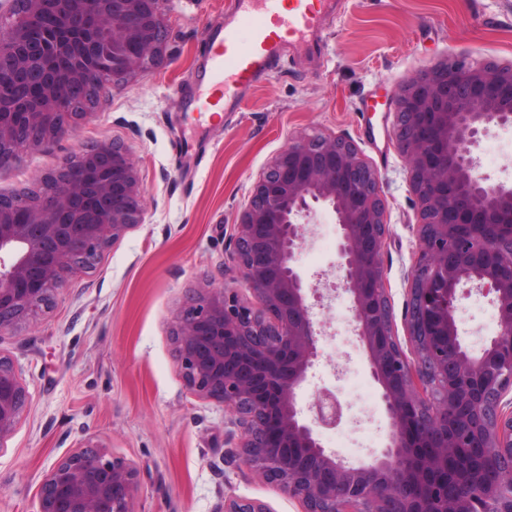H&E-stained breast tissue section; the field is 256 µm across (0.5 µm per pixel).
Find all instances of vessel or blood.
<instances>
[{
	"label": "vessel or blood",
	"mask_w": 512,
	"mask_h": 512,
	"mask_svg": "<svg viewBox=\"0 0 512 512\" xmlns=\"http://www.w3.org/2000/svg\"><path fill=\"white\" fill-rule=\"evenodd\" d=\"M333 0H235L222 27L207 34L209 82L224 99L225 110L238 107L258 83L282 65L291 45L307 41L334 10ZM248 19V41L239 37Z\"/></svg>",
	"instance_id": "b4317fda"
}]
</instances>
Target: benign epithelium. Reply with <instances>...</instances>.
I'll return each instance as SVG.
<instances>
[{
	"instance_id": "1",
	"label": "benign epithelium",
	"mask_w": 512,
	"mask_h": 512,
	"mask_svg": "<svg viewBox=\"0 0 512 512\" xmlns=\"http://www.w3.org/2000/svg\"><path fill=\"white\" fill-rule=\"evenodd\" d=\"M0 26V170L61 139L89 115L100 56L132 79L163 60L161 0H9ZM60 26L36 35L45 17ZM18 84L38 94L19 102ZM395 140L419 210L420 250L405 319L414 381L392 330L381 261L386 211L379 176L340 136L301 138L253 186L231 259L257 305L233 288H205L173 316L171 336L187 390L243 428L242 461L302 502L304 512H512V186L477 173L473 148L492 125H512V64H438L395 98ZM43 193L17 208L0 193V335L38 316L77 271L145 221L135 159L101 140L40 177ZM322 205L339 226L337 279L349 295L391 425L387 448L354 466L318 442L344 416L336 394L298 395L318 336L295 265L303 225ZM476 288L492 296L500 332L473 353L456 310ZM28 399L21 373L0 356V447ZM480 449L472 469L461 449ZM136 472L97 445L57 461L38 512H134ZM221 512H269L224 499Z\"/></svg>"
}]
</instances>
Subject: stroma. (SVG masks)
Listing matches in <instances>:
<instances>
[{
    "label": "stroma",
    "instance_id": "stroma-1",
    "mask_svg": "<svg viewBox=\"0 0 512 512\" xmlns=\"http://www.w3.org/2000/svg\"><path fill=\"white\" fill-rule=\"evenodd\" d=\"M161 8L163 63L134 80L104 82L81 125L0 170V192L34 189L63 158L108 139L136 159L147 205L145 222L106 247L94 270L74 274L36 319L0 335V355L13 360L30 394L0 449V512H37L48 470L88 442L134 468V512H221L230 495L271 512H303L244 466L228 436L231 412L185 388L172 315L208 286L236 289L254 304L230 254L255 181L297 138L343 136L380 174L393 333L416 363L405 308L418 211L395 147L393 102L405 82L440 62L512 63V0H338L316 46L293 47L239 110L210 122L194 101L204 38L234 0H163ZM475 155L482 175L512 185V126L491 127ZM304 231L296 265L320 296L314 312L325 335L301 399L335 390L345 417L319 441L357 466L389 444V419L361 343L328 337L351 314L336 279L334 214L317 208ZM457 319L475 351L499 332L496 307L476 290L461 299Z\"/></svg>",
    "mask_w": 512,
    "mask_h": 512
}]
</instances>
